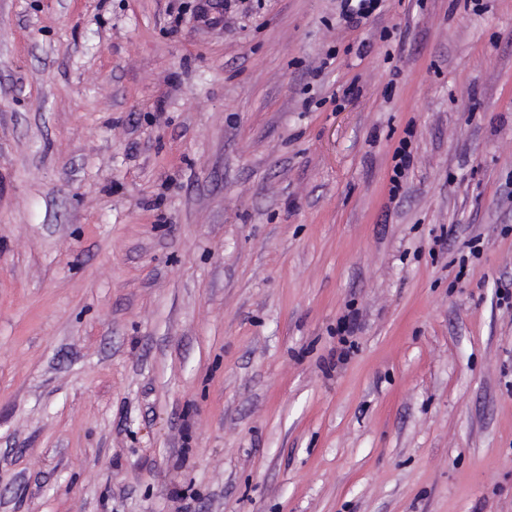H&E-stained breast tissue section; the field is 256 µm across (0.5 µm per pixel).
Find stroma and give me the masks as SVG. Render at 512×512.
Here are the masks:
<instances>
[{
  "instance_id": "1",
  "label": "stroma",
  "mask_w": 512,
  "mask_h": 512,
  "mask_svg": "<svg viewBox=\"0 0 512 512\" xmlns=\"http://www.w3.org/2000/svg\"><path fill=\"white\" fill-rule=\"evenodd\" d=\"M203 2L0 0V512H512V0ZM383 0H340L339 16L347 24L360 25L378 10ZM407 148L408 140L403 139L394 156L396 162L393 168V176L391 178V199L396 198L397 194L399 193L401 188V178L405 175V171L408 169L411 162L410 152L407 150Z\"/></svg>"
}]
</instances>
